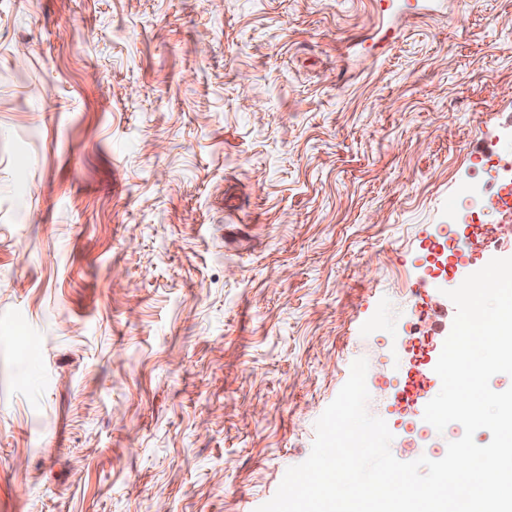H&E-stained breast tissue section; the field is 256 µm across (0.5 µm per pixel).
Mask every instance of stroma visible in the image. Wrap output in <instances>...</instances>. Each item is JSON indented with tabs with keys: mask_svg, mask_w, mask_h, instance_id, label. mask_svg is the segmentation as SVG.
<instances>
[{
	"mask_svg": "<svg viewBox=\"0 0 512 512\" xmlns=\"http://www.w3.org/2000/svg\"><path fill=\"white\" fill-rule=\"evenodd\" d=\"M507 182L512 0H0V512H256L358 358L442 459Z\"/></svg>",
	"mask_w": 512,
	"mask_h": 512,
	"instance_id": "1",
	"label": "stroma"
}]
</instances>
